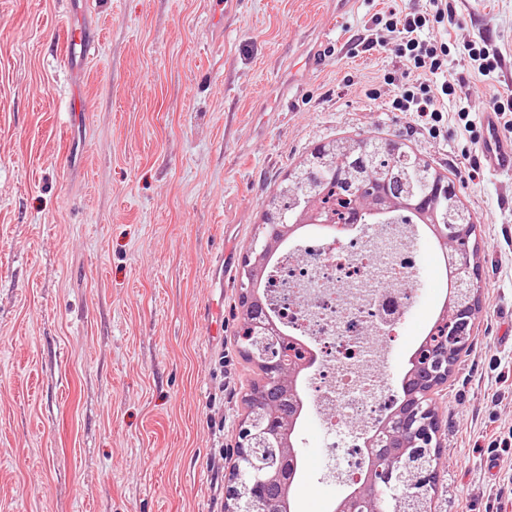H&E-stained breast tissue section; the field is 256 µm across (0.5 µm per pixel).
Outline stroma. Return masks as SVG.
I'll use <instances>...</instances> for the list:
<instances>
[{
    "instance_id": "35a3bbf8",
    "label": "stroma",
    "mask_w": 512,
    "mask_h": 512,
    "mask_svg": "<svg viewBox=\"0 0 512 512\" xmlns=\"http://www.w3.org/2000/svg\"><path fill=\"white\" fill-rule=\"evenodd\" d=\"M421 0H90L102 32L72 75L80 0H0V512H224L242 398L239 274L266 203L312 148L391 139L447 176L475 219L481 312L440 399L441 512H512V179L480 169L481 114L512 99V0H448L430 37L490 41L436 126L388 103L402 59L348 53L378 13ZM323 49L318 73L292 78ZM87 102L68 129L75 87ZM382 377L399 390L448 295L429 233ZM311 409L293 512L348 486ZM463 47L467 55L464 53V57H460V60L467 62V67L474 72L488 76L497 69L501 60V52L497 47L489 49L486 43L484 47L478 49L470 45Z\"/></svg>"
}]
</instances>
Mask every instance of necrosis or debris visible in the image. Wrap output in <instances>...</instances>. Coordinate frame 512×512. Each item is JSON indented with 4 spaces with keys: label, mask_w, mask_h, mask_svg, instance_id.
Masks as SVG:
<instances>
[{
    "label": "necrosis or debris",
    "mask_w": 512,
    "mask_h": 512,
    "mask_svg": "<svg viewBox=\"0 0 512 512\" xmlns=\"http://www.w3.org/2000/svg\"><path fill=\"white\" fill-rule=\"evenodd\" d=\"M411 224H382L336 249L311 236L283 252L271 291L290 335L321 346L313 372L312 409L328 432L347 429L355 406L383 412L392 394L382 380L384 353L362 337L366 327L388 332L401 323L413 297L416 268ZM400 280L390 291L385 284Z\"/></svg>",
    "instance_id": "4bbe7bcc"
}]
</instances>
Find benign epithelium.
<instances>
[{
  "mask_svg": "<svg viewBox=\"0 0 512 512\" xmlns=\"http://www.w3.org/2000/svg\"><path fill=\"white\" fill-rule=\"evenodd\" d=\"M376 152H386L403 163L427 166L420 156L391 140L373 141ZM340 175L333 145L319 144L300 167L289 174L294 183H315L325 174ZM457 183L431 171L428 192L421 197L401 196L387 184L360 198L355 222L367 226L393 211L419 214L438 240L448 267L450 295L440 318L448 324L442 344L423 345L426 358L417 353L402 382V397L390 411L368 426L362 417L352 426L362 429L361 455L365 466L349 482V489L334 512H438L434 492L442 465L448 429L443 424L439 396L448 385L460 353L472 340L480 313L475 249L470 247L475 224L468 210L459 206V224L441 223L445 204L457 196ZM303 224L328 225V219L312 197L290 214L271 198L265 224L244 256L239 296L242 324L250 342L243 356L261 372L243 397L235 459L230 467L225 512H290L288 490L297 479L299 463L294 433L303 410L298 387L308 361H285L274 356V345L285 336L277 316L258 291L268 260L279 245Z\"/></svg>",
  "mask_w": 512,
  "mask_h": 512,
  "instance_id": "1",
  "label": "benign epithelium"
}]
</instances>
